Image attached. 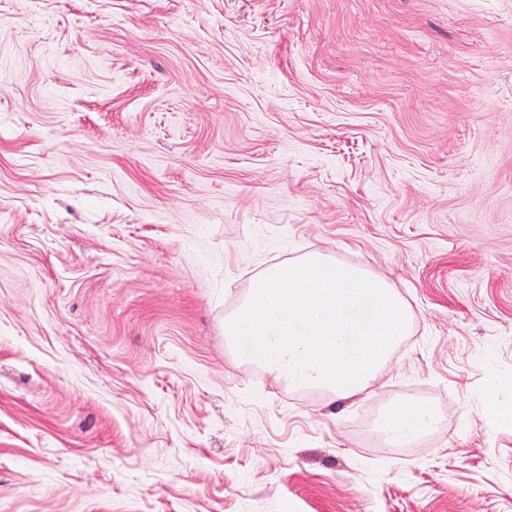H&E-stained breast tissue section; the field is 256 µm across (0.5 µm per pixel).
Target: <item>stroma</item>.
I'll list each match as a JSON object with an SVG mask.
<instances>
[{"label": "stroma", "mask_w": 512, "mask_h": 512, "mask_svg": "<svg viewBox=\"0 0 512 512\" xmlns=\"http://www.w3.org/2000/svg\"><path fill=\"white\" fill-rule=\"evenodd\" d=\"M312 249L410 306L348 399L224 337ZM490 390L512 0H0V512H512ZM432 423L433 414L428 406L405 402L391 412L386 428L392 440L403 442L425 431Z\"/></svg>", "instance_id": "1"}]
</instances>
